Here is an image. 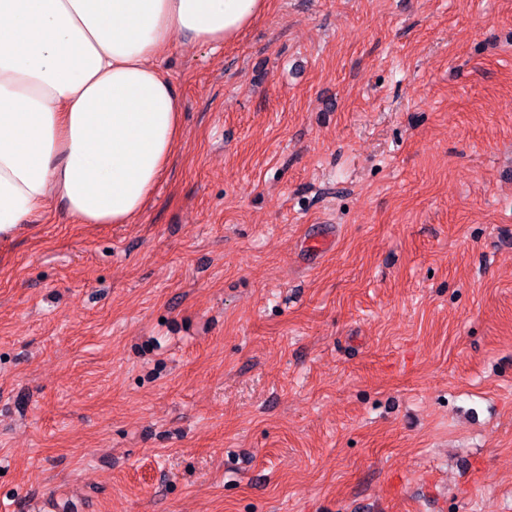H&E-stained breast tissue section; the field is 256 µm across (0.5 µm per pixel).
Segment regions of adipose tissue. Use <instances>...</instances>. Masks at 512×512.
Here are the masks:
<instances>
[{"label": "adipose tissue", "mask_w": 512, "mask_h": 512, "mask_svg": "<svg viewBox=\"0 0 512 512\" xmlns=\"http://www.w3.org/2000/svg\"><path fill=\"white\" fill-rule=\"evenodd\" d=\"M269 0H0V239L51 201L77 224H128L181 135L157 57L217 50Z\"/></svg>", "instance_id": "1"}]
</instances>
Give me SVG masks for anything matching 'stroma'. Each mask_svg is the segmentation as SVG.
<instances>
[{"label": "stroma", "instance_id": "stroma-1", "mask_svg": "<svg viewBox=\"0 0 512 512\" xmlns=\"http://www.w3.org/2000/svg\"><path fill=\"white\" fill-rule=\"evenodd\" d=\"M157 64L136 222L0 241V512H512V0H271Z\"/></svg>", "mask_w": 512, "mask_h": 512}]
</instances>
